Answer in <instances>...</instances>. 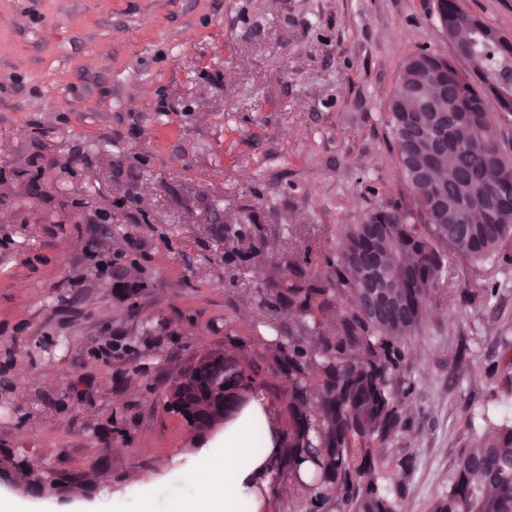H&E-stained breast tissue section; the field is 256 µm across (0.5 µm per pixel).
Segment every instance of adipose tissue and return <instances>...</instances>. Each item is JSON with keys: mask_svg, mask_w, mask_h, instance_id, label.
I'll return each instance as SVG.
<instances>
[{"mask_svg": "<svg viewBox=\"0 0 512 512\" xmlns=\"http://www.w3.org/2000/svg\"><path fill=\"white\" fill-rule=\"evenodd\" d=\"M246 430L238 425L224 433V463L210 466V452L199 449L190 460L195 482L188 512H239L242 501L255 498L274 480L266 458L252 459Z\"/></svg>", "mask_w": 512, "mask_h": 512, "instance_id": "1", "label": "adipose tissue"}]
</instances>
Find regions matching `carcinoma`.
Returning <instances> with one entry per match:
<instances>
[{"mask_svg": "<svg viewBox=\"0 0 512 512\" xmlns=\"http://www.w3.org/2000/svg\"><path fill=\"white\" fill-rule=\"evenodd\" d=\"M448 38L476 29L464 45L469 71L428 49L408 56L387 101V125L400 149L401 179L411 203L381 204L359 224L342 230L344 247L313 269L275 251L253 210L224 224V260L264 270L259 302L295 317L288 335L274 321L258 333L260 355L269 369L288 380V402L273 408L262 393L261 365L247 356L231 358L199 379L208 391L215 377L224 394L245 395L250 439L256 454L266 439L279 449L271 466L294 485L295 512H398L399 488L412 459L393 447L408 429L399 393L409 389L404 338L424 320L441 289L448 252L478 262L512 245V152L502 139L499 114H512V39L460 8L457 0H437ZM445 83L448 96L439 110L448 114L440 149L413 156L407 134L424 120L421 95ZM495 102L497 111L489 110ZM467 114L470 124L455 121ZM478 135L482 146L467 143ZM447 209L434 223L424 215L438 197ZM375 257L406 275L396 291L409 307L402 319L373 318L356 306L368 281L365 265ZM117 283L128 296L138 293L134 270L122 269ZM277 352L270 355V346ZM428 512H512V425L493 428L473 440L456 463L448 493Z\"/></svg>", "mask_w": 512, "mask_h": 512, "instance_id": "carcinoma-1", "label": "carcinoma"}]
</instances>
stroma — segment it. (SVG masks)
Instances as JSON below:
<instances>
[{"instance_id":"35a3bbf8","label":"stroma","mask_w":512,"mask_h":512,"mask_svg":"<svg viewBox=\"0 0 512 512\" xmlns=\"http://www.w3.org/2000/svg\"><path fill=\"white\" fill-rule=\"evenodd\" d=\"M423 48L469 69L435 0H0V460L93 479L65 499L1 491L38 512L189 500L199 444L171 381L290 321L225 265L213 210L260 213L322 269L339 225L406 193L387 100ZM405 345L399 512H427L471 439L512 423V254L449 255Z\"/></svg>"}]
</instances>
